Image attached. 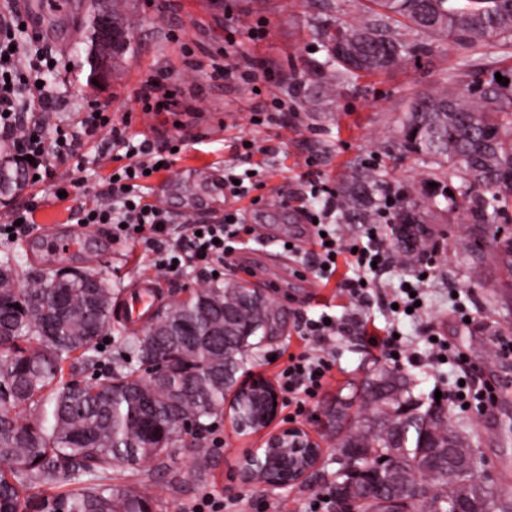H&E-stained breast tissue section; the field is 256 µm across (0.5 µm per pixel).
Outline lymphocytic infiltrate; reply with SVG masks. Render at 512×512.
<instances>
[{
  "mask_svg": "<svg viewBox=\"0 0 512 512\" xmlns=\"http://www.w3.org/2000/svg\"><path fill=\"white\" fill-rule=\"evenodd\" d=\"M15 4L16 0H0V139L12 146L7 161L27 175L53 179L57 176L54 159H70L75 166H83L84 137L105 134L102 155L116 151L126 163L110 175L102 201L84 210L83 223L111 225L116 240H144L161 271L197 267L223 272L225 256L243 237L255 233L253 226L245 224L241 210L225 213L216 224L187 221L181 235L171 237L168 212L159 204L143 202L140 195V180L147 173H158L160 164L167 161L150 140L133 142L107 112L91 109L81 112L74 123L56 126L53 135L45 134L42 116L54 111L57 90L68 83L69 72L37 35L24 30V16ZM310 194L320 207L305 211L304 217L316 224L314 257L320 276L327 279L335 274L337 259L345 251L331 227L338 203L335 196L323 195L316 186ZM303 329L307 347L289 355L287 365L277 374L283 403L297 417L331 377L334 363L329 341L340 331L331 319L305 320Z\"/></svg>",
  "mask_w": 512,
  "mask_h": 512,
  "instance_id": "1",
  "label": "lymphocytic infiltrate"
}]
</instances>
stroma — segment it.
<instances>
[{
	"label": "stroma",
	"mask_w": 512,
	"mask_h": 512,
	"mask_svg": "<svg viewBox=\"0 0 512 512\" xmlns=\"http://www.w3.org/2000/svg\"><path fill=\"white\" fill-rule=\"evenodd\" d=\"M28 2L33 6L31 30L42 36L60 63L74 66L71 84L59 99L58 112L48 115L49 123L75 118L77 110L95 105L114 120L126 122L127 133L137 139H150L160 149L169 143L177 146L170 169L145 179L142 189L144 197L168 210L173 231H180L192 211L194 188L187 179L188 168L208 166L220 175L225 162L231 161L255 171L264 207L252 223L263 241L226 257L224 279H244L245 267L255 263L287 267L290 275L285 280L264 276L256 282L267 291L279 324L246 362L245 371L276 378L289 353L302 346V318L335 316L343 333L333 343L334 376L307 409L322 415L342 402L349 404L354 416L361 406L357 392L362 381L393 366L380 350L368 345L366 332L379 333L398 323L408 351L422 360L421 365H405L401 371L428 397L456 390L461 376L454 363L428 365L426 338L440 336L467 354L474 368L473 385L488 383L509 392L495 416L452 405L448 417L469 436L483 460V471L503 494L512 496V355L493 351L496 337L512 339V282L490 256L484 259L482 275H472L473 257L458 244L471 223L467 210L449 208L444 201L433 208L423 306L416 316L399 320L389 309V291L401 282L415 281L420 268L399 263L389 224L378 226L385 262L379 270L365 274L373 288L362 301L343 286L346 279L360 274L357 267L348 265L346 256H339L337 271L327 280L308 268L312 229L294 220L296 208L311 202L313 178L336 190L354 177L367 176L377 183L376 199L388 192L407 199L421 197L431 163L426 156L402 154L397 148L407 101L433 92L445 78L462 70L487 78L512 71V58L499 53L471 55L442 45L386 73L353 77L311 108L306 99L314 92V73L328 59L322 26L362 19L366 0H122L132 30L130 44L114 66L105 69L90 56L92 16L83 0H68L67 9L59 12L37 9V0ZM259 23L265 34L256 39L251 29ZM229 34L235 45L228 50L224 38ZM223 50L229 53L228 63L244 56L253 61L256 87L210 79L211 59ZM149 76L177 91L183 105L180 114L142 111L136 91ZM270 85L277 87L288 109L277 122L252 125L250 109L261 101L253 90ZM242 138L255 141L258 152L240 156L237 143ZM84 152L88 162L81 182L66 201L56 199V187L49 181L0 193V224L8 222L17 208L34 210L26 233L14 241H0V265L15 267L20 285H27L48 265L38 246L39 233L77 224L82 210L106 191L110 173L118 168L114 162L95 161V143H87ZM311 155L320 159L312 171L306 166ZM283 232L296 244V252L282 249L279 235ZM152 258L143 242L130 240L113 243L111 259L77 251L60 264L99 277L117 294L137 279L154 278L165 307L197 288V273L165 276L157 273ZM319 440L325 453L311 481L272 494L242 484L236 474L240 456L259 448L260 436L236 435L220 417L211 419L193 444L176 448L172 473L155 472L148 464L140 477L151 486L156 512H195L207 494L224 500L248 499V512H310L337 468L335 438L323 434ZM201 448L209 449L212 461L208 473L200 476L194 463Z\"/></svg>",
	"instance_id": "1"
}]
</instances>
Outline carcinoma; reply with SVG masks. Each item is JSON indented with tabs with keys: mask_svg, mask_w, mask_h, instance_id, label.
<instances>
[{
	"mask_svg": "<svg viewBox=\"0 0 512 512\" xmlns=\"http://www.w3.org/2000/svg\"><path fill=\"white\" fill-rule=\"evenodd\" d=\"M365 21L323 28L330 72L316 73L333 94L359 73L375 74L405 64L435 41L473 52L512 47V0H368ZM91 43L96 64L112 62V48ZM399 146L425 155L436 187L426 194L454 200L441 177L452 171L472 217L465 248L487 247L512 276V239H500L496 223L512 221V81L481 79L461 72L431 94L417 95L400 119ZM343 211L369 222L370 185L356 180L340 196ZM409 199L395 215L425 212ZM426 238L410 234L403 246L408 262L419 260ZM64 304L59 305L56 299ZM114 294L103 284L55 271L19 288L0 280V512H153L145 481L122 488L108 484L110 472L137 475L147 463L166 468L179 441L172 423L224 414L243 359L259 348L275 317L271 304L235 283L192 290L168 307L195 331L213 336L134 337L130 353L139 367L118 366L92 383L79 370L97 364L103 333L112 323ZM362 412L352 419L341 403L328 417L338 428L341 462L330 487L333 502L353 503L360 512H385L391 488L424 486L429 496L410 504L413 512H512V501L470 472L452 473L448 453L465 464L469 441L448 419V409L425 403L411 381L387 369L368 379L360 394ZM28 417L21 421L17 409ZM83 479L74 491L38 497L32 487Z\"/></svg>",
	"mask_w": 512,
	"mask_h": 512,
	"instance_id": "1",
	"label": "carcinoma"
}]
</instances>
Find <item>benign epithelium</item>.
<instances>
[{"instance_id": "7a95c632", "label": "benign epithelium", "mask_w": 512, "mask_h": 512, "mask_svg": "<svg viewBox=\"0 0 512 512\" xmlns=\"http://www.w3.org/2000/svg\"><path fill=\"white\" fill-rule=\"evenodd\" d=\"M281 408L277 385L258 372L242 376L224 407V420L239 435L264 434L261 451L242 456L238 476L272 492L300 485L315 472L323 457V449L310 432L300 426L273 428Z\"/></svg>"}]
</instances>
